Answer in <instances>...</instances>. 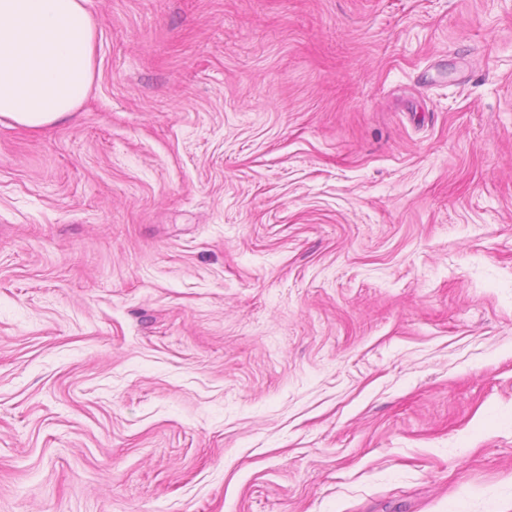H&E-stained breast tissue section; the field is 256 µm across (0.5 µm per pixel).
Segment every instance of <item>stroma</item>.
<instances>
[{"label": "stroma", "instance_id": "1", "mask_svg": "<svg viewBox=\"0 0 512 512\" xmlns=\"http://www.w3.org/2000/svg\"><path fill=\"white\" fill-rule=\"evenodd\" d=\"M0 121V512H512V0H88ZM86 2L0 0V118L41 130L79 112L96 49Z\"/></svg>", "mask_w": 512, "mask_h": 512}]
</instances>
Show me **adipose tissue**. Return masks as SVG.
Here are the masks:
<instances>
[{
  "label": "adipose tissue",
  "mask_w": 512,
  "mask_h": 512,
  "mask_svg": "<svg viewBox=\"0 0 512 512\" xmlns=\"http://www.w3.org/2000/svg\"><path fill=\"white\" fill-rule=\"evenodd\" d=\"M86 2L0 0V118L40 130L81 109L96 49Z\"/></svg>",
  "instance_id": "adipose-tissue-1"
}]
</instances>
